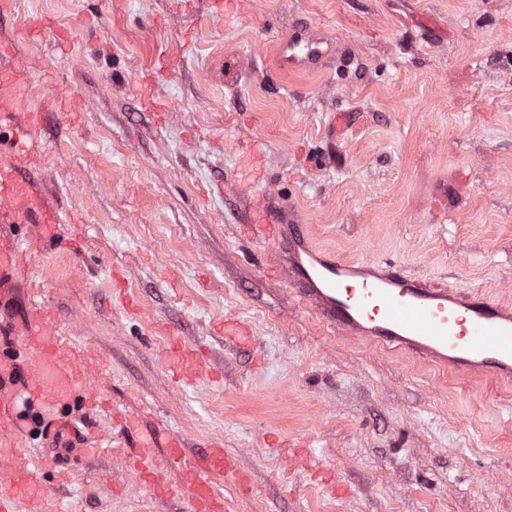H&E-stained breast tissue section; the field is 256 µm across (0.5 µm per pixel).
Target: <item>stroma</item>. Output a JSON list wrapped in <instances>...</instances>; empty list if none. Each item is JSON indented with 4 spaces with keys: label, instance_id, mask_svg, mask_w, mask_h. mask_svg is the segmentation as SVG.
I'll list each match as a JSON object with an SVG mask.
<instances>
[{
    "label": "stroma",
    "instance_id": "35a3bbf8",
    "mask_svg": "<svg viewBox=\"0 0 512 512\" xmlns=\"http://www.w3.org/2000/svg\"><path fill=\"white\" fill-rule=\"evenodd\" d=\"M16 0L0 19L29 70L42 156L23 169L75 248L32 256L41 299L111 408L185 440L161 497L121 438L83 455L43 410L26 441L75 474L40 512H184L187 469L223 443L224 512H512V384L463 376L330 328L238 222L248 196L294 207L347 260L512 305V0ZM304 23L339 47L324 70L278 69L274 34ZM241 76L222 79L225 61ZM256 141L269 181L234 184ZM246 322L253 350L226 344ZM209 375L175 382L168 336ZM349 488L323 491L289 447Z\"/></svg>",
    "mask_w": 512,
    "mask_h": 512
}]
</instances>
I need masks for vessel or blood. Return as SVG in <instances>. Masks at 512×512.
<instances>
[{"instance_id": "b4317fda", "label": "vessel or blood", "mask_w": 512, "mask_h": 512, "mask_svg": "<svg viewBox=\"0 0 512 512\" xmlns=\"http://www.w3.org/2000/svg\"><path fill=\"white\" fill-rule=\"evenodd\" d=\"M281 70L308 72L321 69L334 58L333 40L310 27H295L276 42ZM10 43L0 41V136L6 137L9 162L0 164V222L39 225L37 250L59 239L56 210L20 175L28 160L43 152L37 129L19 94L20 76L5 67ZM250 224L264 225L277 246L275 271L316 308L333 328L392 347L414 357L466 374L475 371L505 382L512 381V310L472 294L439 287L411 276L396 265L371 260L346 261L318 248L293 207L278 204L274 196L252 202L246 215ZM27 276V260L9 235L0 234V310L11 299L12 284ZM32 350L24 363L0 356V460L18 456L23 433L22 413L36 407L67 403L77 385L87 378L66 356L55 325L36 297H29L26 312L6 328ZM174 376L190 381L203 374L205 365L195 348L172 338L163 353ZM120 431L128 437L141 476L157 494L170 489L160 477L154 450L165 442L168 463H178L184 441L181 435L160 438L157 431L141 428L132 417L122 418ZM232 462L221 444L203 449L197 458L193 481V512H223L213 475L231 470ZM46 489L28 465H21L10 482H0V512H13L17 496L41 499Z\"/></svg>"}]
</instances>
